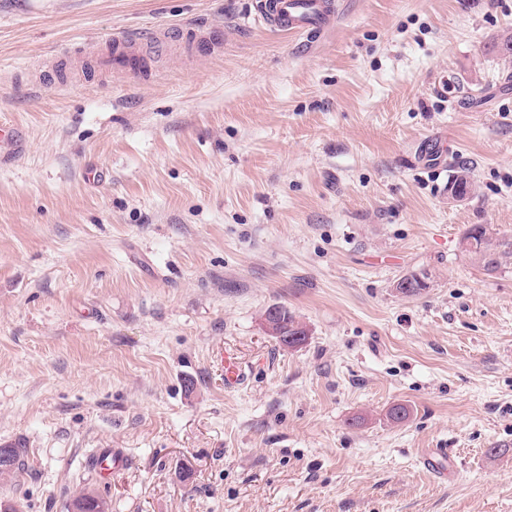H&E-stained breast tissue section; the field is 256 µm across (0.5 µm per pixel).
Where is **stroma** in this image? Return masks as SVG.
Returning <instances> with one entry per match:
<instances>
[{
	"label": "stroma",
	"instance_id": "stroma-1",
	"mask_svg": "<svg viewBox=\"0 0 512 512\" xmlns=\"http://www.w3.org/2000/svg\"><path fill=\"white\" fill-rule=\"evenodd\" d=\"M254 2L0 0V502L512 512V264L462 248L512 239V0H341L305 41ZM140 29L145 74L94 69ZM466 240L470 241V247L464 250L482 265L486 273L493 274L512 260V240L494 238L481 224H474L467 230L462 244ZM274 310L278 314L279 322L282 323V327H288V333H292L295 327L299 326L300 323L296 321L295 317L288 311V309L282 306H272L266 309L265 312ZM275 312L264 315V323L268 332L277 337L280 342L285 344L288 348H296L303 344V335L297 333L294 336H283L278 330L277 316ZM0 450L8 451L11 455L9 465L5 466L2 462L0 464V483L17 481L27 469V448L22 443L16 442L0 445ZM109 504L107 499L96 492H82L71 499L68 512H107Z\"/></svg>",
	"mask_w": 512,
	"mask_h": 512
}]
</instances>
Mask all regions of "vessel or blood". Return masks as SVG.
<instances>
[{
  "mask_svg": "<svg viewBox=\"0 0 512 512\" xmlns=\"http://www.w3.org/2000/svg\"><path fill=\"white\" fill-rule=\"evenodd\" d=\"M257 11L271 29L295 38L322 31L338 11L337 0H257ZM139 35L113 36L112 49L98 56L96 66L105 72H133L142 67L137 50Z\"/></svg>",
  "mask_w": 512,
  "mask_h": 512,
  "instance_id": "b4317fda",
  "label": "vessel or blood"
}]
</instances>
